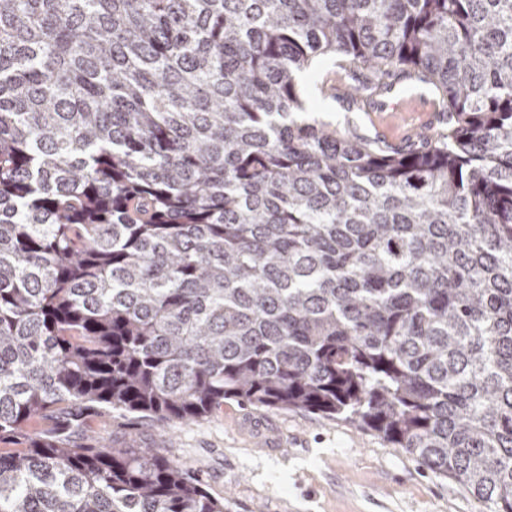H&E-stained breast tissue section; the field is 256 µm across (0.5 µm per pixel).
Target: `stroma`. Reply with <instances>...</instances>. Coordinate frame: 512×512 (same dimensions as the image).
Returning <instances> with one entry per match:
<instances>
[{"label":"stroma","mask_w":512,"mask_h":512,"mask_svg":"<svg viewBox=\"0 0 512 512\" xmlns=\"http://www.w3.org/2000/svg\"><path fill=\"white\" fill-rule=\"evenodd\" d=\"M307 118L392 145L431 134L429 107L391 93L384 111L351 112L312 95ZM85 434L156 448L182 463L226 512H490L454 481L423 469L374 432L305 411L225 402L191 424L96 414Z\"/></svg>","instance_id":"35a3bbf8"}]
</instances>
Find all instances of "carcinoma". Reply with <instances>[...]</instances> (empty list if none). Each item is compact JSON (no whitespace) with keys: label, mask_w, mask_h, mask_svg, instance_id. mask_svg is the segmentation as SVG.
I'll use <instances>...</instances> for the list:
<instances>
[{"label":"carcinoma","mask_w":512,"mask_h":512,"mask_svg":"<svg viewBox=\"0 0 512 512\" xmlns=\"http://www.w3.org/2000/svg\"><path fill=\"white\" fill-rule=\"evenodd\" d=\"M326 59L360 112L428 86L439 133L306 119ZM226 401L512 512V0H0V512H224L74 436Z\"/></svg>","instance_id":"cac0c4a2"}]
</instances>
